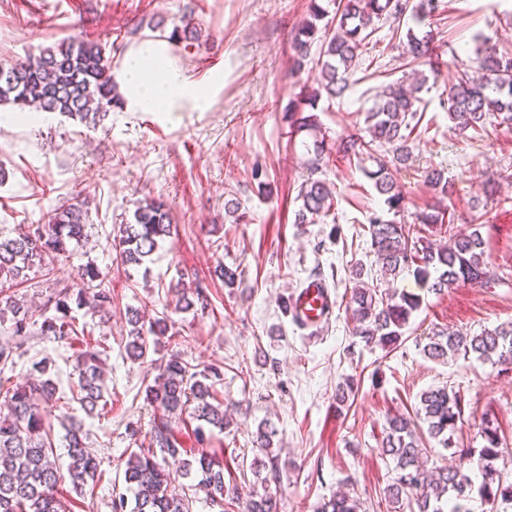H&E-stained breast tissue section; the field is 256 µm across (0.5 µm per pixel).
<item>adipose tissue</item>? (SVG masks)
I'll return each mask as SVG.
<instances>
[{
  "instance_id": "1",
  "label": "adipose tissue",
  "mask_w": 512,
  "mask_h": 512,
  "mask_svg": "<svg viewBox=\"0 0 512 512\" xmlns=\"http://www.w3.org/2000/svg\"><path fill=\"white\" fill-rule=\"evenodd\" d=\"M168 41L144 39L132 44L112 68V78L128 112H205L224 85L216 73L208 85L198 84L171 54Z\"/></svg>"
}]
</instances>
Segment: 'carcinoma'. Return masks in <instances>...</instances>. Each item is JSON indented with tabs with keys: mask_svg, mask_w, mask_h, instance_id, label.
<instances>
[{
	"mask_svg": "<svg viewBox=\"0 0 512 512\" xmlns=\"http://www.w3.org/2000/svg\"><path fill=\"white\" fill-rule=\"evenodd\" d=\"M439 0H339L341 6L336 29L317 38V22L327 11L312 3L309 19L293 37L294 66L297 71L315 65L314 86L308 93V105L315 106L322 95L340 97L349 88V77L356 66L358 50L375 31L376 20L386 16L399 24L409 16L421 23L438 9ZM149 28L173 45L188 50L197 40L196 28L184 24L165 33L161 22ZM320 43L317 56L311 55ZM408 53L420 66L438 76L444 65L442 54L434 46L433 34L422 37L407 34ZM476 78L461 71L443 100V109L459 134L476 133L489 126L512 125V56L500 55L492 46L476 58ZM428 76L420 74L415 83L391 84L375 94L373 104L364 112L369 137L352 133L331 151L321 138L315 115L298 119L296 131H311L314 148L304 161L306 178L298 188L301 201L294 223L313 224L327 217L334 207L333 191L319 177L331 156L341 159L367 158L375 169L367 171L376 191L385 197L389 209L400 212L406 196L395 181L392 170L411 158L421 133L417 118L422 91ZM120 103L112 79V53L88 39H73L43 48L23 59L0 61V106L11 105L25 110L30 105L42 111L58 113L85 123L97 124ZM425 183L432 190L434 202L416 216L412 224L396 223L374 214L369 218L371 247L381 271L397 276L407 269L432 291L445 292L461 283L479 284L494 278L486 254L485 241L479 231L451 235L442 245L436 236L454 223L455 213L443 205L452 192L445 171L432 168L425 173ZM86 214L76 202L53 209L47 222L14 238H0V319L11 316L13 335L24 337L39 326L40 334L56 339L78 335L72 306L91 304L101 309L112 305L111 290L102 286V272L92 262L78 268L73 284L49 299L55 311L38 322L14 298L11 289L27 277L32 268H41L46 259L70 253L72 243L86 238ZM170 206L161 199H148L136 205L133 221L119 225L112 239L115 260L123 265H140L158 247V240L171 234ZM353 335L367 345L383 348L399 344L403 328L416 312L419 296L404 291H381L364 280L361 268L351 271ZM206 308L207 297L200 288L184 293L174 309L163 310L145 325L141 316L131 314L133 340L127 351L131 358L143 360L148 338L163 336L174 325L172 315L195 306ZM422 350L433 360L449 357H474L500 365H512V324L487 329L471 335L462 331H439L426 337ZM79 373L77 400L86 413L93 415L101 401L99 352L86 349L77 358ZM154 384L148 386L146 398L163 409L153 418L150 445L160 448L162 459L151 450L133 451L124 470L127 490L134 497L133 512H191L189 491H202L216 512H227L226 499L236 489L224 484V460L200 453L194 459L183 458L187 450L178 442L174 426L188 412L192 418L224 429V410L217 402L215 386L222 373L207 367L198 370L177 351L156 366ZM39 373L34 380L12 388L7 413H0V512H67L57 495L63 478L56 465V455L49 441L51 417L59 408L60 398L50 379L44 378L47 361L34 363ZM414 415L397 413L387 418L382 431V452L395 463V477L384 489L386 512H473L472 493H477L486 512H499L502 504H512V480L496 466L504 448L496 420L485 417L479 427L483 446L478 453L469 448H455L454 436L462 429L464 404L460 393L446 386L431 388L419 396ZM275 433L261 426L254 444L270 463V474L277 476L272 454ZM433 440L453 450L457 464L453 468L429 465L427 441ZM67 474L73 490L84 492L88 482L100 477L99 461L85 446L82 425L70 423L66 435ZM481 477L474 485L471 472ZM194 483L176 484V476ZM246 512H280L277 497L268 492H254ZM318 512H359V500L348 493L331 496Z\"/></svg>",
	"mask_w": 512,
	"mask_h": 512,
	"instance_id": "obj_1",
	"label": "carcinoma"
}]
</instances>
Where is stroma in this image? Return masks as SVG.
I'll list each match as a JSON object with an SVG mask.
<instances>
[{"label": "stroma", "instance_id": "35a3bbf8", "mask_svg": "<svg viewBox=\"0 0 512 512\" xmlns=\"http://www.w3.org/2000/svg\"><path fill=\"white\" fill-rule=\"evenodd\" d=\"M314 1L335 13L336 0H54L51 9L47 0H0V59L80 35L126 48L149 21L160 19L170 28L188 20L199 44L176 50V57L199 82L224 73L207 112L173 119L116 108L91 127L27 111L0 126V166L8 172L0 183V236L35 229L52 209L76 200L90 216L86 240L70 258L52 261L51 272H29L15 291L17 300L42 314L47 300L90 261L112 290L106 311H76L75 340L19 337L10 321L0 320V344L12 347L15 359L4 371L9 385L33 377L35 362L51 363L63 402L51 421L58 466L68 463L64 416L82 422L87 446L100 462L103 476L92 496L77 495L69 480L61 481L59 493L74 512H112L113 498L125 493V462L132 451L149 447L147 432L160 413L145 399L153 365L174 350L191 365L223 374L217 391L228 407L229 427L212 430L200 443L195 421L187 419L176 435L191 453L223 456L224 482L238 495L230 512H244L254 490L249 468L259 451L252 440L263 424L275 432L280 478L266 489L277 496L281 512H316L340 489L355 491L361 512H380L394 467L380 448L386 420L415 411L420 394L433 387L460 391L465 413L457 439L465 447L481 448L478 423L488 414L497 418L507 442L506 471L512 473V368L475 359L434 361L417 344L439 330L477 334L512 322V127L491 126L485 136L466 139L440 105L458 70L474 68L479 36L512 52V0H440L435 16L412 26L418 35L433 32L447 65L421 93L424 134L412 160L395 172L408 199L397 220L414 223L416 212L431 203L426 170H447L455 188L446 204L458 217L451 230L480 232L497 277L437 294L412 273H401L394 287L419 295L422 306L392 350L361 342L350 318L352 268L380 274L365 228L372 214L386 215L387 208L367 176L371 162L330 161L324 177L335 193L333 217L294 221L311 137L294 133L292 122L306 109L313 73L290 75L291 41ZM406 33L380 21L359 52L351 87L317 103L328 145L364 131V113L386 84L412 82ZM144 198L167 201L174 228L146 266L118 264L113 230L132 221L136 201ZM231 200L245 211L244 221L226 214ZM220 264L238 271L235 287L215 276ZM317 271L335 307L312 333L288 317L283 302ZM198 284L209 296L207 308L175 314L172 336L150 346L145 363L131 361L125 350L128 311L152 318ZM86 342L102 359L106 405L97 416L86 415L71 395ZM349 376L357 385L340 408L336 389ZM132 425L140 435H129Z\"/></svg>", "mask_w": 512, "mask_h": 512}]
</instances>
